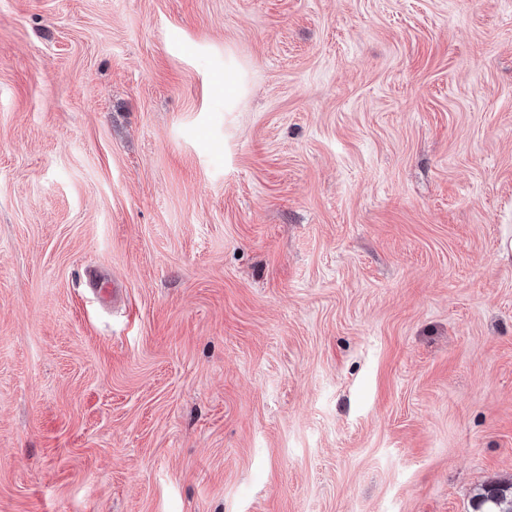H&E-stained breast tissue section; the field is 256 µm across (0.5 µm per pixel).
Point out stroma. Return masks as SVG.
I'll return each mask as SVG.
<instances>
[{
  "instance_id": "stroma-1",
  "label": "stroma",
  "mask_w": 512,
  "mask_h": 512,
  "mask_svg": "<svg viewBox=\"0 0 512 512\" xmlns=\"http://www.w3.org/2000/svg\"><path fill=\"white\" fill-rule=\"evenodd\" d=\"M511 480L512 0H0V512Z\"/></svg>"
}]
</instances>
